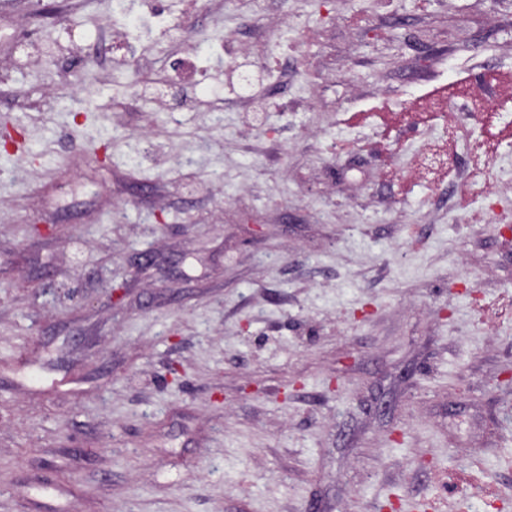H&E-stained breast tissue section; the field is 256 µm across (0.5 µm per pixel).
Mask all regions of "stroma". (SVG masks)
Segmentation results:
<instances>
[{
	"label": "stroma",
	"mask_w": 512,
	"mask_h": 512,
	"mask_svg": "<svg viewBox=\"0 0 512 512\" xmlns=\"http://www.w3.org/2000/svg\"><path fill=\"white\" fill-rule=\"evenodd\" d=\"M163 5L0 0V512H512V0ZM145 0H115L116 11L127 14V17L135 19L140 36L135 37L142 43V38H152L156 29L170 27V21L163 14H156L146 9Z\"/></svg>",
	"instance_id": "obj_1"
}]
</instances>
